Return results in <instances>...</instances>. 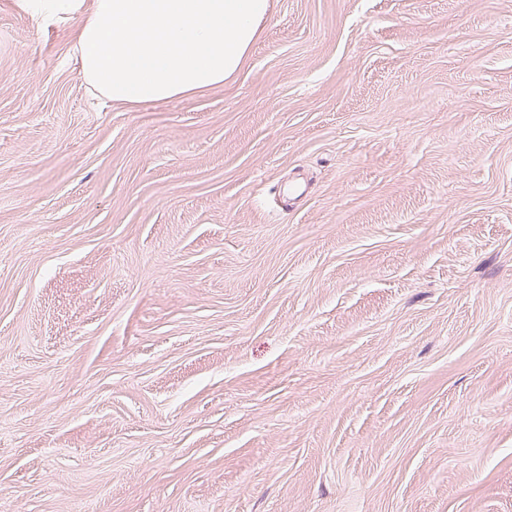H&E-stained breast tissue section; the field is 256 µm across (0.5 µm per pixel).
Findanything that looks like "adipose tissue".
<instances>
[{
	"label": "adipose tissue",
	"instance_id": "ef3b65f1",
	"mask_svg": "<svg viewBox=\"0 0 512 512\" xmlns=\"http://www.w3.org/2000/svg\"><path fill=\"white\" fill-rule=\"evenodd\" d=\"M49 26L72 20L92 95L162 103L221 85L242 67L269 0H15Z\"/></svg>",
	"mask_w": 512,
	"mask_h": 512
}]
</instances>
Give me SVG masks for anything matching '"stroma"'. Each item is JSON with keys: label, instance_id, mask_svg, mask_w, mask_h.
Here are the masks:
<instances>
[{"label": "stroma", "instance_id": "1", "mask_svg": "<svg viewBox=\"0 0 512 512\" xmlns=\"http://www.w3.org/2000/svg\"><path fill=\"white\" fill-rule=\"evenodd\" d=\"M0 512H512V0L138 106L0 0Z\"/></svg>", "mask_w": 512, "mask_h": 512}]
</instances>
